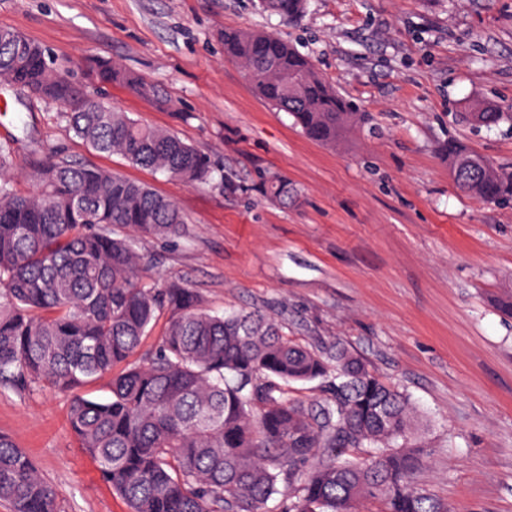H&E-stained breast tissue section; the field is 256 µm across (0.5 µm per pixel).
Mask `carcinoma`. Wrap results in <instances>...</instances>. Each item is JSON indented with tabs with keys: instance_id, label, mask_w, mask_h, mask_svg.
<instances>
[{
	"instance_id": "obj_1",
	"label": "carcinoma",
	"mask_w": 512,
	"mask_h": 512,
	"mask_svg": "<svg viewBox=\"0 0 512 512\" xmlns=\"http://www.w3.org/2000/svg\"><path fill=\"white\" fill-rule=\"evenodd\" d=\"M290 23L307 0H258ZM224 54L262 97L309 138L334 144L368 121L313 61L267 32L224 31ZM97 78L166 102L162 90L103 60ZM0 86L62 110L74 136L97 152L187 184L212 176L206 155L85 94L47 50L0 29ZM486 127L512 122L488 103L469 106ZM456 187L490 204L512 202V170L473 166L476 153L441 145ZM11 142H0V381L70 396L69 426L130 512H448L414 484L426 463L415 407L346 342L299 344L260 310L214 313L197 293L139 282L135 236L177 237L183 217L139 182L55 151L29 160L33 188L11 176ZM260 193L292 199L275 177ZM167 315L161 344L133 359ZM123 369L112 374L117 366ZM110 374V397L78 388ZM318 383L316 405L288 396ZM0 500L12 512H58L56 487L0 435Z\"/></svg>"
}]
</instances>
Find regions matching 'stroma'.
Instances as JSON below:
<instances>
[{"label":"stroma","mask_w":512,"mask_h":512,"mask_svg":"<svg viewBox=\"0 0 512 512\" xmlns=\"http://www.w3.org/2000/svg\"><path fill=\"white\" fill-rule=\"evenodd\" d=\"M257 0H0V28L46 49L85 94L207 154L188 185L98 153L54 106L21 90L0 100L14 172L34 143L120 173L170 199L175 240L143 237L146 285L196 291L215 312L260 310L288 336L340 337L410 394L428 428L418 487L449 512H512V204L460 193L439 152L454 137L512 169V127L463 119L474 99L512 107V0H308L298 22ZM295 45L368 113L336 145L309 139L224 56L225 29ZM160 86L166 106L99 83L89 58ZM276 175L283 206L255 187ZM68 396L0 385V433L56 485L59 512H129L68 423Z\"/></svg>","instance_id":"35a3bbf8"}]
</instances>
